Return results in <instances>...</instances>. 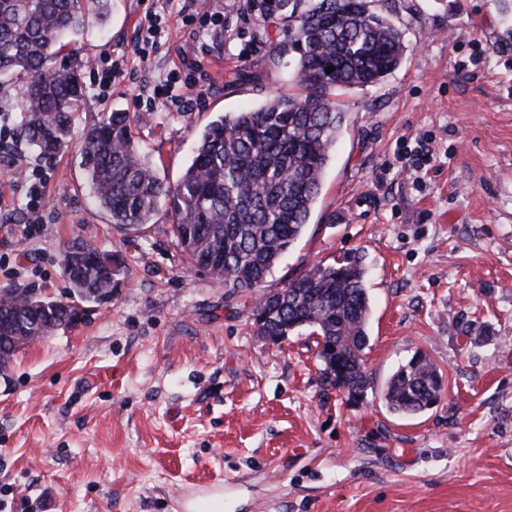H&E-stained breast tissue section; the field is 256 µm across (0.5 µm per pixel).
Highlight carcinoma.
Masks as SVG:
<instances>
[{"label": "carcinoma", "mask_w": 512, "mask_h": 512, "mask_svg": "<svg viewBox=\"0 0 512 512\" xmlns=\"http://www.w3.org/2000/svg\"><path fill=\"white\" fill-rule=\"evenodd\" d=\"M372 0H261L265 20L285 26L298 55L302 93L277 95L256 109L226 113L202 132L191 164L174 183L161 179L139 147L129 115L113 112L87 129L80 154L90 188L112 223L135 229L160 204L197 270L224 287L255 293L257 335L308 329L317 336L326 379L348 398L364 396L368 375L370 298L359 256L313 264L273 294L267 276L302 236L322 189L345 112L338 92L375 84L402 63V33ZM111 0H0V75L23 78L21 131L42 156L68 146L84 105L80 76L57 67L61 40L107 15ZM335 70L326 73V68ZM69 296L56 301L19 288H0V314L17 316L14 340L0 341V369L24 344L80 321L93 293L113 291L112 255L81 242L63 257ZM442 378L431 360L413 356L391 376L384 398L400 416L439 402Z\"/></svg>", "instance_id": "carcinoma-1"}]
</instances>
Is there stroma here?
I'll list each match as a JSON object with an SVG mask.
<instances>
[{"mask_svg":"<svg viewBox=\"0 0 512 512\" xmlns=\"http://www.w3.org/2000/svg\"><path fill=\"white\" fill-rule=\"evenodd\" d=\"M259 0H211L198 32L173 11L146 60L157 0H112L57 63L89 79L112 58L106 101L87 93L68 148L41 168L47 206L28 234L23 194L0 199V288L67 290L76 240L119 257L120 286L75 326L18 350L0 374V512H512V0H373L407 47L377 84L340 92L346 114L306 230L268 276L362 255L371 301L362 400L326 383L317 338L257 336L249 292L191 268L166 211L136 230L94 201L77 143L128 113L160 177L177 181L205 127L293 94L295 52ZM191 82L182 108L159 75ZM440 401L411 418L383 394L416 353Z\"/></svg>","mask_w":512,"mask_h":512,"instance_id":"1","label":"stroma"}]
</instances>
